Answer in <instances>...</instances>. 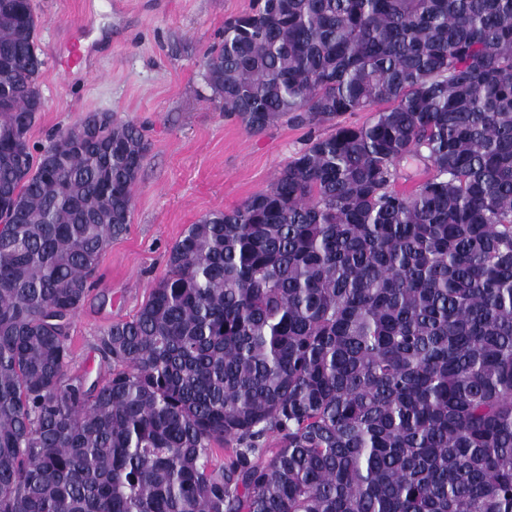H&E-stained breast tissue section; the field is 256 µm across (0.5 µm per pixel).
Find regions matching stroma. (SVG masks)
<instances>
[{
  "label": "stroma",
  "instance_id": "1",
  "mask_svg": "<svg viewBox=\"0 0 512 512\" xmlns=\"http://www.w3.org/2000/svg\"><path fill=\"white\" fill-rule=\"evenodd\" d=\"M40 19L37 44L45 107L30 144L88 113L109 112L142 126L148 151L133 188L127 232L103 253L98 282L72 318L68 374L102 379L112 367L94 349L101 330L131 318L168 273L167 253L188 225L240 206L265 190L309 137L287 123L251 134L225 119L200 68L225 19L251 0H32ZM91 19L90 71H67L58 46Z\"/></svg>",
  "mask_w": 512,
  "mask_h": 512
}]
</instances>
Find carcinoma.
Wrapping results in <instances>:
<instances>
[{
    "label": "carcinoma",
    "instance_id": "obj_1",
    "mask_svg": "<svg viewBox=\"0 0 512 512\" xmlns=\"http://www.w3.org/2000/svg\"><path fill=\"white\" fill-rule=\"evenodd\" d=\"M38 25L0 0V512H512V0L226 19L224 117L333 131L188 226L91 386L70 321L147 146L90 112L33 155Z\"/></svg>",
    "mask_w": 512,
    "mask_h": 512
}]
</instances>
